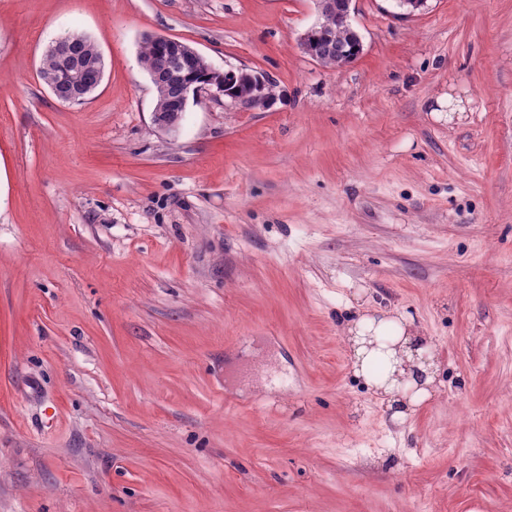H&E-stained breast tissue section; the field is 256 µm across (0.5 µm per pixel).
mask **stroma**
I'll use <instances>...</instances> for the list:
<instances>
[{"instance_id": "35a3bbf8", "label": "stroma", "mask_w": 512, "mask_h": 512, "mask_svg": "<svg viewBox=\"0 0 512 512\" xmlns=\"http://www.w3.org/2000/svg\"><path fill=\"white\" fill-rule=\"evenodd\" d=\"M351 16L332 67L317 0H0V512H512V0ZM72 33L106 68L66 105ZM157 34L274 102L158 129ZM371 313L431 345L401 420ZM336 26V42H339L344 47L355 42L357 32L353 28H339V24L335 21ZM336 42L332 35L327 33L326 27L323 22H319L311 26L305 33L300 37V45L313 59L321 61L329 55L335 54L336 56H342L345 54L344 47L336 46ZM324 64L341 66L337 64L336 59L328 57L323 60ZM85 40L78 35L58 38L52 48L46 49L42 58L40 74L48 76L56 62L57 74L47 79L52 95L61 103H76L96 90L104 77L101 51L91 46L86 54ZM53 53V54H52ZM374 323L375 321L373 319L365 318L356 323L355 327L348 329V332L353 336L352 342L354 344L355 351V372L357 374H362L384 391V393L389 397V408L390 410L393 409V416L399 418L404 415L405 409L394 410V405L396 403H402L401 395L404 397L405 394H401V384L395 374L397 372L400 375L404 374V370L399 367L403 363V358L399 356L398 351L393 349H388L386 352H383L380 349H374L377 347V343L374 342V340L370 345L372 349H369L367 345L370 344L371 341H368L366 336H368L367 334L371 331H374V336H378V339H380L379 336H384V331L387 326H393L394 334L392 336H398V339L405 336L403 339L404 346H410V343L415 344L416 342L419 345L423 344L422 346H419L415 352L418 354V357L423 353H426L429 350L430 345L425 336H420L413 329L407 328L397 321H381L377 324L376 328H374ZM378 358L385 362L386 372L382 377L372 378L369 366Z\"/></svg>"}]
</instances>
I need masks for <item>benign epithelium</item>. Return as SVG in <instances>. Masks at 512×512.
Here are the masks:
<instances>
[{"instance_id": "benign-epithelium-1", "label": "benign epithelium", "mask_w": 512, "mask_h": 512, "mask_svg": "<svg viewBox=\"0 0 512 512\" xmlns=\"http://www.w3.org/2000/svg\"><path fill=\"white\" fill-rule=\"evenodd\" d=\"M321 13L336 15L341 7L344 22H351L352 0H319ZM156 44L154 64L151 67L153 83L166 90L153 111V122L162 131L173 132L179 127L190 98L209 92L223 95L231 102L265 107L274 100L273 84L262 75H251L242 70L215 69L204 56L190 45L163 36H152ZM302 49L310 57L320 61L345 50L336 45L327 33L324 23L311 26L300 37ZM57 74L47 79L52 95L61 103H76L96 90L104 77L101 51L95 47L86 53L85 40L78 35L58 38L52 48Z\"/></svg>"}]
</instances>
